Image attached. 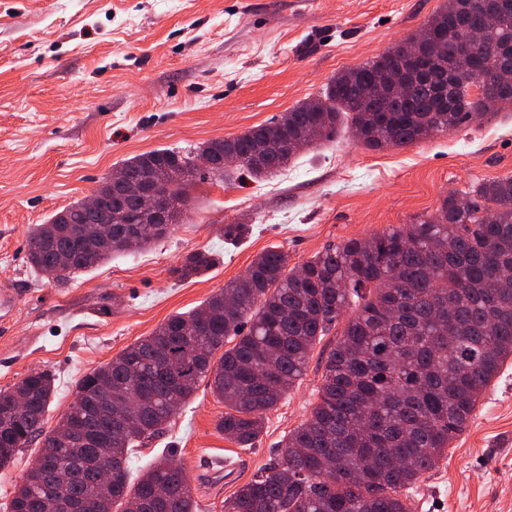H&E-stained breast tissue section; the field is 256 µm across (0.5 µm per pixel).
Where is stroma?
I'll list each match as a JSON object with an SVG mask.
<instances>
[{"mask_svg":"<svg viewBox=\"0 0 512 512\" xmlns=\"http://www.w3.org/2000/svg\"><path fill=\"white\" fill-rule=\"evenodd\" d=\"M445 0H0V389L33 370L54 379V429L77 382L169 315L200 306L276 247L289 265L330 244L434 213L474 179L512 175V111L403 147L366 149L350 131L297 155L276 175L199 181L183 224L149 249L119 253L66 281L31 269L33 225L83 198L112 169L155 149L232 138L314 98L337 72L419 30ZM248 225L227 243L225 224ZM195 250L214 267L181 281ZM335 334L313 348L298 384L243 448L217 428L209 386L158 437L135 449L132 475L160 457L182 463L198 512L273 461L319 399ZM410 512H512V358L468 427L408 492Z\"/></svg>","mask_w":512,"mask_h":512,"instance_id":"obj_1","label":"stroma"}]
</instances>
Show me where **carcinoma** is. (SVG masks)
<instances>
[{"mask_svg": "<svg viewBox=\"0 0 512 512\" xmlns=\"http://www.w3.org/2000/svg\"><path fill=\"white\" fill-rule=\"evenodd\" d=\"M470 29L483 31L476 46L458 38ZM507 45L512 0H446L417 33L337 73L271 124L124 160L126 185L107 177L94 190L101 208L78 199L35 225L27 261L39 271L67 264L64 281L115 251L141 250L182 223L202 172L224 181L225 156H238L239 172L258 179L313 148L310 129L334 139L342 117L371 149L484 119L512 105V57L500 54ZM200 158L213 166L197 165ZM147 182L168 197L166 224L140 205L137 189ZM109 213L118 219L112 244L98 245L94 228ZM212 265L209 252L196 251L172 274L186 280ZM341 320L308 419L284 438L278 458L224 501V512H408L395 492L437 467L512 357V175L476 179L427 218L330 245L291 269L287 253L265 250L200 307L170 315L83 377L77 392L85 399L62 420L81 416L105 437L107 464L119 473L110 486L45 431L54 384L46 371L29 372L0 389V469L37 441L56 465L63 502L80 498L89 512H198L185 468L173 459L130 483L132 448L162 432L202 380L227 408L218 430L252 447L266 413ZM109 399L124 405L134 431L98 412ZM39 489L38 478L22 480L10 512H33Z\"/></svg>", "mask_w": 512, "mask_h": 512, "instance_id": "carcinoma-1", "label": "carcinoma"}]
</instances>
